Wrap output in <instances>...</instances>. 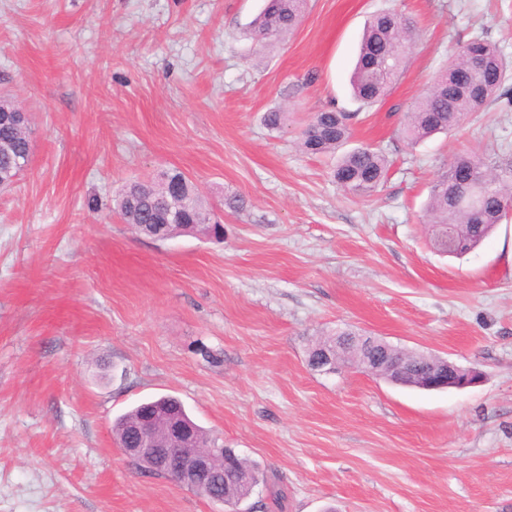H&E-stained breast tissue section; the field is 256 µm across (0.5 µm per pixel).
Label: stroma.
Wrapping results in <instances>:
<instances>
[{"label": "stroma", "mask_w": 512, "mask_h": 512, "mask_svg": "<svg viewBox=\"0 0 512 512\" xmlns=\"http://www.w3.org/2000/svg\"><path fill=\"white\" fill-rule=\"evenodd\" d=\"M264 4L0 0V97L32 119L31 165L0 191V512H224L113 438L118 416L168 394L258 466L250 499L267 512H512V218L461 258L424 222L446 161L512 152V82L456 130L402 133L458 42L483 34L512 63V0H308L258 53L245 29ZM384 9L418 35L368 107L349 77ZM324 108L354 113L347 149L387 153L372 195L299 149ZM171 168L223 239L125 223L124 186ZM345 327L484 379L421 391L312 370L309 339Z\"/></svg>", "instance_id": "obj_1"}]
</instances>
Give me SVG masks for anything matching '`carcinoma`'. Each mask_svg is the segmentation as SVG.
<instances>
[{
  "mask_svg": "<svg viewBox=\"0 0 512 512\" xmlns=\"http://www.w3.org/2000/svg\"><path fill=\"white\" fill-rule=\"evenodd\" d=\"M306 0H267L263 11L249 25L253 44L265 47L290 34L303 17ZM416 21L403 13L385 10L372 16L361 39L357 63L351 75L356 100L372 106L383 99L389 85L405 70L411 52ZM482 59L483 67L475 70L473 58ZM512 79L509 65L499 48L482 36L459 45L448 67L415 103L403 127L408 143L415 145L436 133H448L462 117L483 112L495 100L497 92ZM355 114L338 109L314 113L302 132L301 148L314 155H333L349 139ZM30 125L22 129L0 127V170L11 165L20 170L25 155L31 153ZM388 158L383 150L359 147L344 153L336 163L334 178L344 191L358 196L370 195L384 182ZM181 182L182 217L185 222L214 224L216 237L223 236L224 225L214 217L192 181L181 171L172 169L152 180H134L126 184L116 200L120 215L139 231L159 223V203L167 193L168 182ZM512 206V155H497L491 161L472 155H458L445 164L434 180L426 207L432 224L431 242L438 252L452 246L451 253L461 257L478 247L495 226L507 218ZM156 402L178 408L190 425L198 442L213 448L207 432L187 413L182 402L162 396ZM146 403H140L112 425L117 442L126 445L130 431ZM224 506L234 509L253 492V486L224 473Z\"/></svg>",
  "mask_w": 512,
  "mask_h": 512,
  "instance_id": "1",
  "label": "carcinoma"
}]
</instances>
